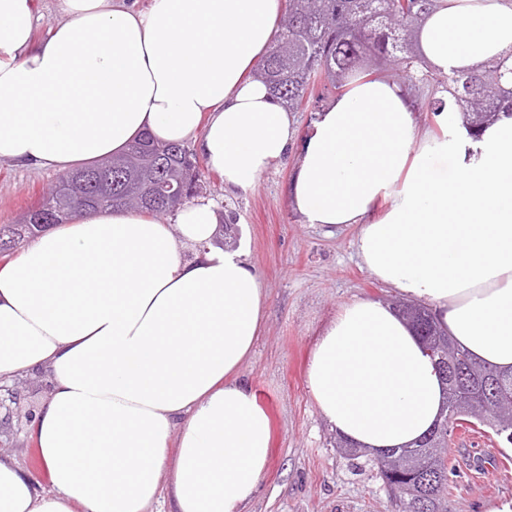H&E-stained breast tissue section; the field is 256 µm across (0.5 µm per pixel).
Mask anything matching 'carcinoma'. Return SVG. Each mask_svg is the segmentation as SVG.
<instances>
[{"instance_id": "1", "label": "carcinoma", "mask_w": 512, "mask_h": 512, "mask_svg": "<svg viewBox=\"0 0 512 512\" xmlns=\"http://www.w3.org/2000/svg\"><path fill=\"white\" fill-rule=\"evenodd\" d=\"M434 0H288L273 45L261 63L275 96L295 110L308 91L320 85L334 89L354 71L385 67L427 98L417 109L436 111L442 94L467 124L475 129L501 113L512 115V66L493 62L472 71L440 77L420 70L424 60L416 40L422 16ZM84 182L78 196L49 187L39 204L15 224H0V258H8L52 217L65 219L82 210L125 209L153 217L196 197L204 172L196 155L181 144H156L145 136L123 154L68 172ZM400 312L422 337L446 385V414L418 443L390 449L370 458L383 481L405 489V496H389L395 512H450L448 510V419L460 418L462 394L482 398L495 407V397L512 394V374L473 361L439 332L429 310L406 305ZM504 438L512 433V410L502 418H486Z\"/></svg>"}]
</instances>
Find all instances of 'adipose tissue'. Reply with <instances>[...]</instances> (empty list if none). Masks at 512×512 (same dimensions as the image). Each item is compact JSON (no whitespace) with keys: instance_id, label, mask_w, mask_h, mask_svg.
<instances>
[{"instance_id":"ef3b65f1","label":"adipose tissue","mask_w":512,"mask_h":512,"mask_svg":"<svg viewBox=\"0 0 512 512\" xmlns=\"http://www.w3.org/2000/svg\"><path fill=\"white\" fill-rule=\"evenodd\" d=\"M60 7L37 43L32 0H0V161L65 171L147 132L195 140L244 194L301 143L304 223L357 225L372 276L512 372V116L474 135L445 107L425 131L402 83L362 75L300 141L256 75L280 0ZM418 43L442 75L512 55V0H437ZM223 218L204 198L165 222L88 211L0 265V385L46 375L29 429L50 479L0 450V512H245L270 427L240 370L266 301L247 250L218 244ZM307 384L332 430L376 453L419 440L444 406L421 340L378 301L340 307Z\"/></svg>"}]
</instances>
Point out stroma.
Here are the masks:
<instances>
[{"instance_id": "obj_1", "label": "stroma", "mask_w": 512, "mask_h": 512, "mask_svg": "<svg viewBox=\"0 0 512 512\" xmlns=\"http://www.w3.org/2000/svg\"><path fill=\"white\" fill-rule=\"evenodd\" d=\"M298 152L261 175L246 194L225 192L222 179L205 174L204 197L235 218L249 260L260 275L267 317L242 376L270 421L269 464L248 512H388L383 483L367 458L349 460L307 386L314 346L341 305L355 299L393 302L397 296L377 281L356 256L357 228L303 223L290 183ZM58 177L52 170L0 162V224H11L36 206ZM48 388L46 377L17 385L16 400L0 402V448L11 451L41 486H48L27 419ZM450 457L479 458L481 476L460 470L449 498L450 512H491L512 501V447L490 429H457Z\"/></svg>"}]
</instances>
